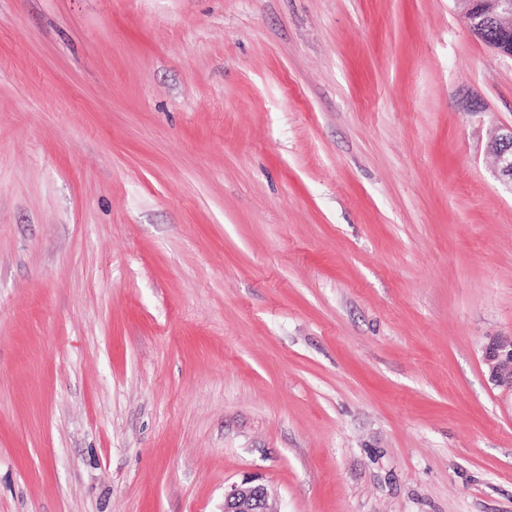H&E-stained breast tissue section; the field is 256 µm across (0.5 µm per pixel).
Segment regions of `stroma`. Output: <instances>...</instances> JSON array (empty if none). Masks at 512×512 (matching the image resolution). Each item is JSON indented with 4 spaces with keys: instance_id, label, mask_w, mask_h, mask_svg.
Instances as JSON below:
<instances>
[{
    "instance_id": "1",
    "label": "stroma",
    "mask_w": 512,
    "mask_h": 512,
    "mask_svg": "<svg viewBox=\"0 0 512 512\" xmlns=\"http://www.w3.org/2000/svg\"><path fill=\"white\" fill-rule=\"evenodd\" d=\"M510 125L457 0H0V512H512ZM488 150L495 159L497 178L512 186V125L501 128L492 136ZM485 361L491 381L512 389V340L492 342L486 349ZM252 482L233 484L224 492V512H274L268 504L266 487Z\"/></svg>"
}]
</instances>
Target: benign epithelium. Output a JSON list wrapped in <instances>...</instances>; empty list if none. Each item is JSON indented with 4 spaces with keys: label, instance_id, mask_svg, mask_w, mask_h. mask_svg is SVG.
I'll use <instances>...</instances> for the list:
<instances>
[{
    "label": "benign epithelium",
    "instance_id": "benign-epithelium-1",
    "mask_svg": "<svg viewBox=\"0 0 512 512\" xmlns=\"http://www.w3.org/2000/svg\"><path fill=\"white\" fill-rule=\"evenodd\" d=\"M463 18L477 36L487 37L489 46L512 56V0H459ZM495 159L497 178L512 186V125L497 131L488 143ZM491 381L512 389V340L491 343L485 352ZM224 512H272L264 485L248 480L224 493Z\"/></svg>",
    "mask_w": 512,
    "mask_h": 512
}]
</instances>
